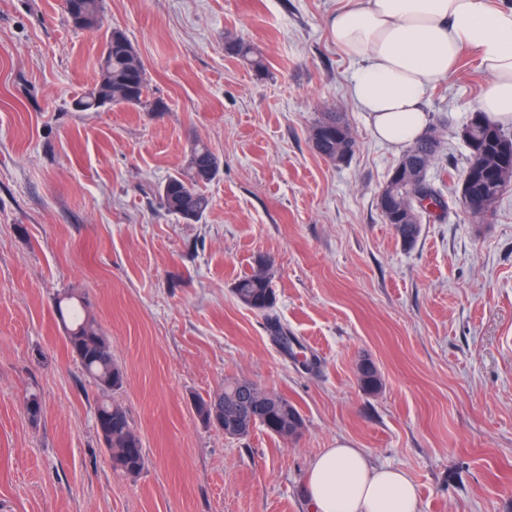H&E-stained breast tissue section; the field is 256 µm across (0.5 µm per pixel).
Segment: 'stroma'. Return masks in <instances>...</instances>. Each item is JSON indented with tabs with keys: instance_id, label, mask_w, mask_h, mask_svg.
I'll return each instance as SVG.
<instances>
[{
	"instance_id": "1",
	"label": "stroma",
	"mask_w": 512,
	"mask_h": 512,
	"mask_svg": "<svg viewBox=\"0 0 512 512\" xmlns=\"http://www.w3.org/2000/svg\"><path fill=\"white\" fill-rule=\"evenodd\" d=\"M341 4L103 0L88 32L61 0H0V512H309L310 464L342 441L404 470L417 512H512V189L483 220L459 200L458 132L486 76L463 52L425 98L447 209L404 245L378 208L403 151L352 99L359 64L327 30ZM113 27L138 52L149 103L74 111ZM230 39L257 45L264 70ZM330 110L357 141L344 164L311 148ZM197 140L221 172L188 223L155 189ZM262 257L268 318L234 293ZM70 290L125 372L112 400L141 437L138 476L113 467L97 433L98 389L53 309ZM364 358L378 392L359 384ZM228 377L287 397L300 436L205 426L194 401Z\"/></svg>"
}]
</instances>
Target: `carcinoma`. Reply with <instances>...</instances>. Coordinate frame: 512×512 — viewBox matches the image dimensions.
<instances>
[{"label":"carcinoma","instance_id":"cac0c4a2","mask_svg":"<svg viewBox=\"0 0 512 512\" xmlns=\"http://www.w3.org/2000/svg\"><path fill=\"white\" fill-rule=\"evenodd\" d=\"M73 4L81 30H98L102 27V0H68ZM227 50L259 71L265 68L260 51L249 43L238 40L227 42ZM139 61L137 51L126 34L117 28L105 38L104 48L98 62V79L94 86L74 103L77 112H97L105 106L138 107L145 103L148 80L143 65L133 66ZM481 125L467 126L465 141L468 154L463 182L475 193L493 191L492 202H497L508 187L512 177L493 182V174L477 169L478 160L487 167L497 165L505 158L512 163V152L506 154L503 144H512V134L500 126L486 121L482 112L476 111ZM324 134V149L330 155L341 154L349 160L355 153L356 140L350 132L345 118L337 112L327 111L312 128V133ZM439 140L425 135L410 146L402 159L408 167L407 178L396 188L406 206L413 213V222L401 224L385 213L386 223L394 226L398 236L406 245L413 244L419 235L423 217H431L436 211H445L443 196L428 179V172L435 161ZM189 178L180 174L168 176L157 187V195L163 207L187 222H199L209 210V197L201 186L213 181L220 173V161L202 141L195 142L189 152ZM259 270L240 278L234 291L239 300L249 309L267 315L274 308L276 297L271 280L265 272L267 260H258ZM58 318L65 332L67 349L82 371L101 393L96 407V422L104 434L101 439L115 462V468L130 476L139 475L145 467L142 442L132 426L125 410L118 405H109L110 393L123 387L125 373L114 359L107 336L96 320L86 310L83 298L73 291L61 294L55 302ZM358 377L367 391H376L382 386L375 366L358 368ZM242 379L224 380V403L236 407L241 417L253 420V427H261L269 434L285 438L292 420H302L297 407L288 398L270 392L262 401L248 400L240 389Z\"/></svg>","mask_w":512,"mask_h":512}]
</instances>
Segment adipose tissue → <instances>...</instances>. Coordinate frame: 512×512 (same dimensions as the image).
I'll use <instances>...</instances> for the list:
<instances>
[{
  "mask_svg": "<svg viewBox=\"0 0 512 512\" xmlns=\"http://www.w3.org/2000/svg\"><path fill=\"white\" fill-rule=\"evenodd\" d=\"M332 42L358 61L351 93L374 135L413 143L428 126L423 101L472 50L491 79L478 109L512 125V0H346L328 21ZM310 512H416L417 490L400 469L372 465L340 442L310 465Z\"/></svg>",
  "mask_w": 512,
  "mask_h": 512,
  "instance_id": "obj_1",
  "label": "adipose tissue"
}]
</instances>
